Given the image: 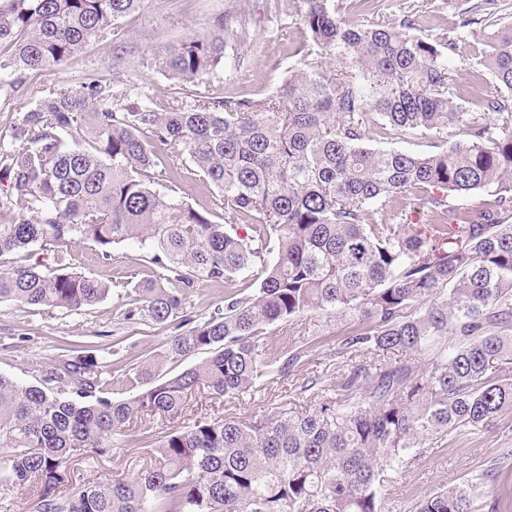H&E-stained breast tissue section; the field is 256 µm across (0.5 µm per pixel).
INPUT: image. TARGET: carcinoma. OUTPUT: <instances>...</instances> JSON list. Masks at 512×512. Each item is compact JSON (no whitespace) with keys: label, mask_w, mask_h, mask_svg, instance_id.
Masks as SVG:
<instances>
[{"label":"carcinoma","mask_w":512,"mask_h":512,"mask_svg":"<svg viewBox=\"0 0 512 512\" xmlns=\"http://www.w3.org/2000/svg\"><path fill=\"white\" fill-rule=\"evenodd\" d=\"M142 2L3 0L0 97L108 34L122 44L117 22ZM304 3L309 40L294 53L306 58L314 44L348 58L344 77L310 63L261 99L147 96L134 106L94 79L39 97L0 132V301L78 311L105 299L110 285L65 264L47 275L14 259L87 240L104 260L135 245L158 266L127 294L130 320L167 323L201 282L257 283L228 298L222 316L172 336L163 355L209 358L166 379L131 368L141 385L127 400L105 395L90 353L41 370L35 384L0 375V482L37 489L38 512H382L381 483L426 440L481 431L512 409V98L481 90L480 110L458 103L455 42L418 35L413 14L353 22L335 0ZM485 5L486 16L460 27L490 30L479 64L511 93L512 23L494 20L498 0ZM155 66L198 84L224 67V40L193 35ZM370 109L379 130L463 138L429 153L374 150L354 121ZM167 147L184 161L160 157ZM195 177L214 187L223 223L177 197ZM477 191L493 200L448 202ZM391 203L416 206L425 222H374ZM307 311L367 323L324 352L357 364L301 386L313 408L289 401L170 429L153 468L59 497L68 463L104 451L138 414L175 421L202 386L217 398L254 389L268 374L267 327ZM449 336L457 346H436ZM400 350L427 356L382 359ZM65 385L73 397H61ZM489 479L443 487L414 512H473Z\"/></svg>","instance_id":"cac0c4a2"}]
</instances>
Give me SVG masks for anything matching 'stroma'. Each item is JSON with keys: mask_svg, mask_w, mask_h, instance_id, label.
<instances>
[{"mask_svg": "<svg viewBox=\"0 0 512 512\" xmlns=\"http://www.w3.org/2000/svg\"><path fill=\"white\" fill-rule=\"evenodd\" d=\"M400 7L417 6L423 17L422 32L443 36L457 45L449 62L453 85L460 97L479 85L494 90L489 72L474 59L475 42L460 27L478 0H393ZM303 0H144L139 11L119 22L127 39L117 48L111 37L88 45L62 66L33 74L30 82L40 91L75 87L91 78L116 77V90L133 87L151 98L191 100L202 96L215 100L260 99L275 93L291 71L302 68L303 59L293 45L305 40L301 24ZM223 26H216V19ZM217 33L224 39L225 64L204 82L187 88L162 72L145 67L144 59L164 53L193 34ZM368 130L366 146L375 150L432 152L447 147L445 134L380 133L373 112L360 117ZM76 270L111 284L108 297L79 311L43 310L11 301L0 302V375L30 383L32 363L53 366L69 358L71 351L86 350L107 365L112 379L111 397L124 400L136 392L122 383V371L132 364L157 363L159 375L170 377L207 358L200 350L177 362H158L165 344L175 332L125 317L128 300L124 283L152 278L156 267L135 246L116 247L111 260L95 256L90 244L69 247L64 258ZM46 254L45 271L56 269L58 260ZM248 295L247 286L228 291L221 285L201 284L188 294L184 312L195 323H203L224 310L228 294ZM356 323L345 317L319 312L299 315L287 323L270 326L264 339V357L275 361L286 350L305 348L306 356L288 376L264 377L250 395L217 398L207 390L192 396L179 425L224 415L258 416L288 400L307 403L301 386L308 378L335 377V366L324 360L325 350L335 347ZM172 423L154 414L138 417L124 433L109 440L105 454H88L71 463L64 494H71L90 482L108 483L133 477L149 468L154 448ZM495 480L485 483L474 500L476 512H487L485 503L496 497L498 512H512V410L499 414L492 425L478 433L460 428L448 435L429 439L417 456L379 490L382 512H411L415 502L439 488L465 482L487 471Z\"/></svg>", "mask_w": 512, "mask_h": 512, "instance_id": "obj_1", "label": "stroma"}]
</instances>
